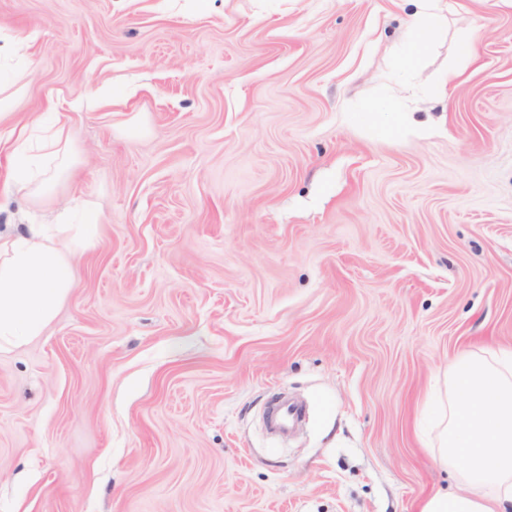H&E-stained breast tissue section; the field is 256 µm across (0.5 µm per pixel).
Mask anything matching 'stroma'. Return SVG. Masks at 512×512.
Returning <instances> with one entry per match:
<instances>
[{"mask_svg": "<svg viewBox=\"0 0 512 512\" xmlns=\"http://www.w3.org/2000/svg\"><path fill=\"white\" fill-rule=\"evenodd\" d=\"M444 2L403 74L411 0H0L23 111L73 139L56 203L16 194L0 231L106 217L53 324L0 354V512H414L455 487L421 400L461 347L512 344V7ZM385 97L407 127L383 138L359 110ZM276 393L311 405L285 444Z\"/></svg>", "mask_w": 512, "mask_h": 512, "instance_id": "stroma-1", "label": "stroma"}]
</instances>
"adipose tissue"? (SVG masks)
Returning <instances> with one entry per match:
<instances>
[{
  "label": "adipose tissue",
  "mask_w": 512,
  "mask_h": 512,
  "mask_svg": "<svg viewBox=\"0 0 512 512\" xmlns=\"http://www.w3.org/2000/svg\"><path fill=\"white\" fill-rule=\"evenodd\" d=\"M410 38L400 59L414 68L418 56L441 31V0H415ZM24 78L0 80V151L10 162L0 178V200L25 192L32 205L54 201L68 173L72 139L61 124L15 118ZM80 223L61 211L54 224H26L0 237V353L27 346L55 319L74 286V259L98 238L103 216L92 201L79 206ZM425 407L434 409L427 452L452 468L457 487L435 491L418 512H512V348L465 351L448 360L443 391L427 389Z\"/></svg>",
  "instance_id": "ef3b65f1"
}]
</instances>
